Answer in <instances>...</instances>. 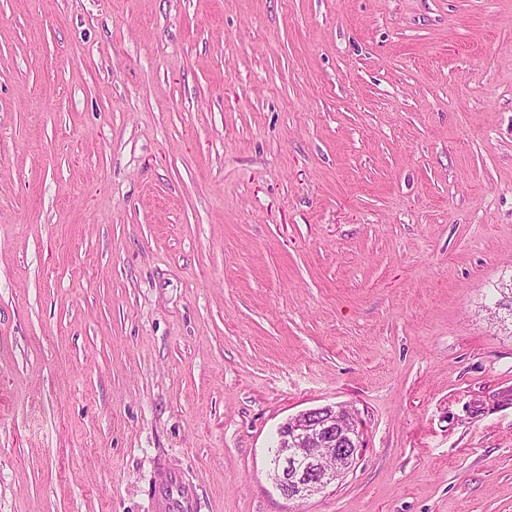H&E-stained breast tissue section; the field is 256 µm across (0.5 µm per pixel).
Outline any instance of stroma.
<instances>
[{
	"label": "stroma",
	"instance_id": "stroma-1",
	"mask_svg": "<svg viewBox=\"0 0 512 512\" xmlns=\"http://www.w3.org/2000/svg\"><path fill=\"white\" fill-rule=\"evenodd\" d=\"M509 282L512 0H0V512H512ZM353 419L346 406L328 404L300 411L279 426L271 476L282 497L308 499L349 471L361 449ZM325 448L334 449L336 464L325 463ZM155 508L158 512H194L195 495L183 486L175 472L163 471L160 475Z\"/></svg>",
	"mask_w": 512,
	"mask_h": 512
}]
</instances>
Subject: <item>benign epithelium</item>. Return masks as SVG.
Wrapping results in <instances>:
<instances>
[{"label":"benign epithelium","mask_w":512,"mask_h":512,"mask_svg":"<svg viewBox=\"0 0 512 512\" xmlns=\"http://www.w3.org/2000/svg\"><path fill=\"white\" fill-rule=\"evenodd\" d=\"M354 413L339 404L303 410L277 430L272 479L287 500H305L342 478L360 455Z\"/></svg>","instance_id":"1"}]
</instances>
